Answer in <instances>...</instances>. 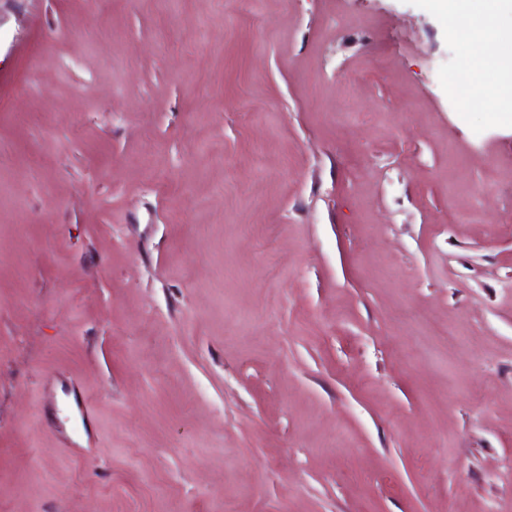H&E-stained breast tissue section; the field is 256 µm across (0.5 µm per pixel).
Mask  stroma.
Segmentation results:
<instances>
[{
    "label": "stroma",
    "mask_w": 512,
    "mask_h": 512,
    "mask_svg": "<svg viewBox=\"0 0 512 512\" xmlns=\"http://www.w3.org/2000/svg\"><path fill=\"white\" fill-rule=\"evenodd\" d=\"M461 51L431 0H0V512H512ZM448 86L451 94L458 99H464L473 94L474 79L461 60L448 71Z\"/></svg>",
    "instance_id": "1"
}]
</instances>
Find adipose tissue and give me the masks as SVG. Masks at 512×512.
<instances>
[{
	"label": "adipose tissue",
	"instance_id": "ef3b65f1",
	"mask_svg": "<svg viewBox=\"0 0 512 512\" xmlns=\"http://www.w3.org/2000/svg\"><path fill=\"white\" fill-rule=\"evenodd\" d=\"M433 6L468 48L478 97L496 101V121L512 125V53L489 52L501 36V17L512 16V0H433Z\"/></svg>",
	"mask_w": 512,
	"mask_h": 512
}]
</instances>
